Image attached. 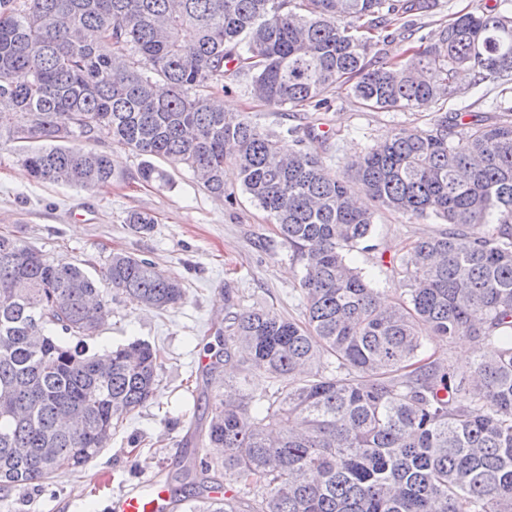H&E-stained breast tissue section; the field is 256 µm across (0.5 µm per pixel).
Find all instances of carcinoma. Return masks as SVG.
Returning a JSON list of instances; mask_svg holds the SVG:
<instances>
[{"instance_id":"cac0c4a2","label":"carcinoma","mask_w":512,"mask_h":512,"mask_svg":"<svg viewBox=\"0 0 512 512\" xmlns=\"http://www.w3.org/2000/svg\"><path fill=\"white\" fill-rule=\"evenodd\" d=\"M436 0H0V146L34 143L41 182L90 189L112 158L80 145L106 134L145 157L187 167L224 196V164L277 226L303 270V318L231 313L219 364L264 373L216 393L205 445L224 478L254 486L252 512H512V122L435 119L401 129L333 172L297 140L224 112L210 90L242 69L274 106L327 104L350 86L384 110L441 105L458 70L498 82L512 112V10L481 3L412 56L383 62L358 35ZM235 62L234 70L228 64ZM15 119L3 130L4 122ZM403 217L448 231L401 258L396 299L346 252L371 238L374 213L344 178ZM156 219L126 224L151 232ZM486 225L471 236L464 228ZM166 311L187 289L146 258L114 252L100 277L0 234V491L77 470L152 396L161 349L141 341L86 355L110 315V291ZM487 341L470 373L423 356V336ZM185 471L182 512H238L223 489Z\"/></svg>"}]
</instances>
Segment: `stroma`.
<instances>
[{"mask_svg":"<svg viewBox=\"0 0 512 512\" xmlns=\"http://www.w3.org/2000/svg\"><path fill=\"white\" fill-rule=\"evenodd\" d=\"M477 3L436 0L430 12L414 16L416 33L409 42L395 39L392 25L372 30L378 57L388 62L407 57L410 48L434 42L448 23ZM251 82V73L241 72L215 95L230 112L249 116L287 146L294 142L291 128L314 126L321 135L316 148L335 171L396 131L428 129L443 110L504 119L490 109L499 91L492 80L478 87L460 83L442 108L404 111L368 107L344 90L329 92L327 106L320 109L276 107L256 99ZM86 147L110 155L115 167L110 182L90 190L37 182L22 173L27 143L0 147V233L37 247L51 260L79 264L94 276L115 251L151 259L182 280L187 299L159 312L111 292V315L88 348L98 353L137 339L161 348L166 364L153 397L129 415L82 472L66 470L47 485L1 492L0 512H111L113 500L142 484L181 487L183 473L203 455L213 397L224 382L223 369L204 366L202 360L224 348L217 330L224 325L225 298H232L238 312L261 308L296 319L303 312L302 267L238 176L224 180V191L232 196L227 202L179 165H167L169 182H142L141 157L112 138L88 141ZM134 210L155 216L150 233L130 231L126 217ZM446 229L433 218L409 219L379 208L371 249L351 251L347 260L372 287L394 298L402 286L398 258L416 240Z\"/></svg>","mask_w":512,"mask_h":512,"instance_id":"1","label":"stroma"}]
</instances>
